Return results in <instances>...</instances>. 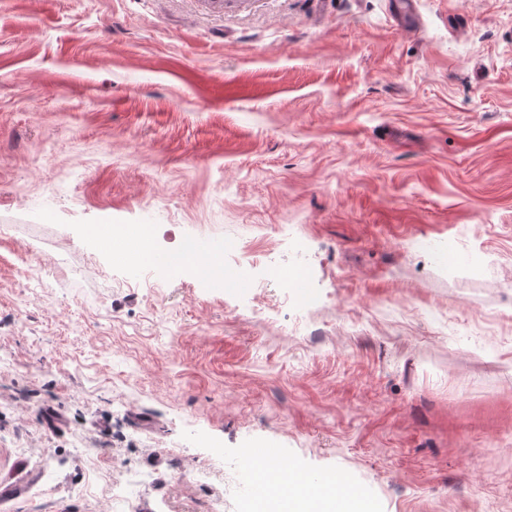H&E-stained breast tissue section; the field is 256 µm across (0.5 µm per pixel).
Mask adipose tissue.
<instances>
[{
  "label": "adipose tissue",
  "mask_w": 512,
  "mask_h": 512,
  "mask_svg": "<svg viewBox=\"0 0 512 512\" xmlns=\"http://www.w3.org/2000/svg\"><path fill=\"white\" fill-rule=\"evenodd\" d=\"M336 483L311 487L298 476L268 468L261 474L256 497L249 501L246 512H325L335 498Z\"/></svg>",
  "instance_id": "ef3b65f1"
}]
</instances>
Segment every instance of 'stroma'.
I'll return each mask as SVG.
<instances>
[{"label":"stroma","mask_w":512,"mask_h":512,"mask_svg":"<svg viewBox=\"0 0 512 512\" xmlns=\"http://www.w3.org/2000/svg\"><path fill=\"white\" fill-rule=\"evenodd\" d=\"M399 2L0 0V512H240L252 449L512 512V0ZM119 240H120V237L118 235L112 234V237H110L109 235H106V236L103 237L102 243H103V246L106 249L112 251V254L114 252H118L120 254H123V255L127 256V258L130 261V266L131 267H134L136 269H142V268L148 267L145 264V261L143 259V253L153 250V246H152V242H151V237L150 236H148V241L150 243V248L147 249V250H144V251H140V252L126 251V250H122V249L118 248L117 245L119 243Z\"/></svg>","instance_id":"1"}]
</instances>
